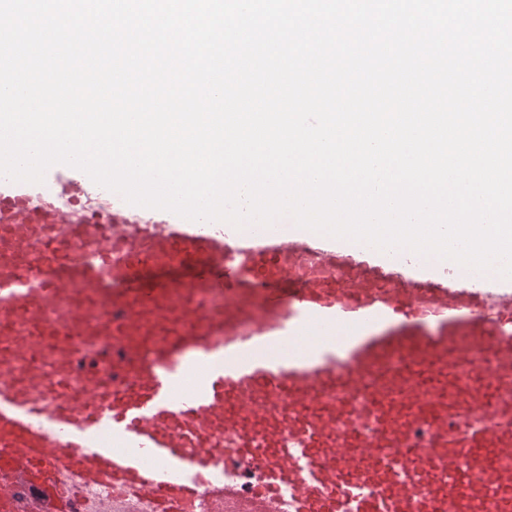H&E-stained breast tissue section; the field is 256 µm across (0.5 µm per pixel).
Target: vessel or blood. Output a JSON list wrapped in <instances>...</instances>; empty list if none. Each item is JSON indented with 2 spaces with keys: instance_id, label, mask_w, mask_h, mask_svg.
I'll use <instances>...</instances> for the list:
<instances>
[{
  "instance_id": "1",
  "label": "vessel or blood",
  "mask_w": 512,
  "mask_h": 512,
  "mask_svg": "<svg viewBox=\"0 0 512 512\" xmlns=\"http://www.w3.org/2000/svg\"><path fill=\"white\" fill-rule=\"evenodd\" d=\"M0 178V512H512V279Z\"/></svg>"
}]
</instances>
